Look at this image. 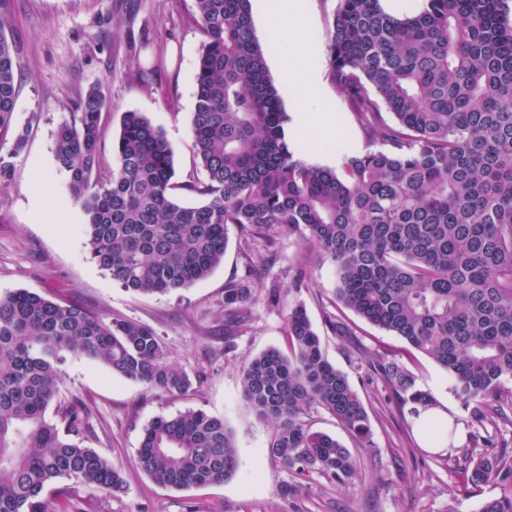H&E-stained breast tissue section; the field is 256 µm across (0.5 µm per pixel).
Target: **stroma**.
I'll return each mask as SVG.
<instances>
[{
  "mask_svg": "<svg viewBox=\"0 0 512 512\" xmlns=\"http://www.w3.org/2000/svg\"><path fill=\"white\" fill-rule=\"evenodd\" d=\"M337 0H307L308 49L325 74L318 99L331 106L336 126L289 132L302 159L337 167L343 154L370 147L345 98L326 71L325 45ZM11 19L19 63L15 127H28L25 149L0 191V294L26 289L86 308L104 319L126 318L152 327L194 388L185 395L147 390L104 365L83 357L65 365L63 399L79 398L87 409V444L119 469L127 488L120 497L79 487L83 512H478L502 486L477 491L465 485L463 468L476 436L485 434L497 453L512 455V424L485 431L452 390L446 374L404 340L347 313L353 333L335 335L325 322L335 312V274L317 262L300 235L282 237L273 251L247 248L239 229L228 231L223 262L204 280L175 294H136L113 281L91 260L84 224L54 160L58 123L76 111L94 84L108 102L102 117L101 157L113 162L112 141L122 113L144 114L159 126L174 155L177 181L202 178L192 154L198 58L203 37L194 20V0H0ZM301 288H292L296 276ZM243 282L258 299L242 331L224 333V288ZM280 285L279 301L268 298ZM303 304L328 359L345 372L368 413L371 447L364 448L329 413L310 410L312 428L334 436L357 457L363 488L339 490L322 477L301 494L283 497L293 478L268 453L273 432L242 395L243 357L270 347L287 348L289 308ZM380 356L404 365L418 388L447 401L460 431L458 441L434 453L422 444L407 406L371 368ZM202 409L223 417L235 433L238 469L228 481L171 490L155 485L138 467L137 452L147 425Z\"/></svg>",
  "mask_w": 512,
  "mask_h": 512,
  "instance_id": "stroma-1",
  "label": "stroma"
}]
</instances>
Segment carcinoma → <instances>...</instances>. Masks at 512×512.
Returning <instances> with one entry per match:
<instances>
[{
	"mask_svg": "<svg viewBox=\"0 0 512 512\" xmlns=\"http://www.w3.org/2000/svg\"><path fill=\"white\" fill-rule=\"evenodd\" d=\"M195 22L203 43L192 150L204 179L174 181L170 144L139 112L122 113L114 167L101 175L107 101L97 85L57 126L56 167L91 258L128 290L169 294L223 262L230 224L248 248L298 233L333 266L338 307L427 356L476 422L496 423L512 407L509 0H426L413 17L385 12L381 0H338L326 43L330 77L377 148L345 155L336 168L306 163L289 144L250 0H195ZM9 26L0 16V132L13 131L11 149L0 152V190L28 136L14 128ZM180 189L202 201L179 204ZM253 301L247 284L224 288V335L242 329ZM287 336L288 352L272 348L243 362L244 400L273 423L268 451L294 479L319 475L355 488L362 476L352 452L304 417L322 408L368 448L364 404L300 305L289 310ZM71 356L147 389L192 388L147 325L107 322L25 289L0 294V512H51L44 491L59 479L106 497L126 491L120 471L84 444L82 407L60 399ZM376 364L413 416L432 404L408 369ZM54 405L57 420L48 415ZM137 464L167 489L221 484L238 467L234 433L202 409L158 417L145 428ZM489 482L511 493L478 512H512V457L476 448L466 483Z\"/></svg>",
	"mask_w": 512,
	"mask_h": 512,
	"instance_id": "1",
	"label": "carcinoma"
}]
</instances>
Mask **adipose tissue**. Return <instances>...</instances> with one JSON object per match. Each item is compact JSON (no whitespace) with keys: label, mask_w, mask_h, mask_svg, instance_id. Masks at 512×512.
Wrapping results in <instances>:
<instances>
[{"label":"adipose tissue","mask_w":512,"mask_h":512,"mask_svg":"<svg viewBox=\"0 0 512 512\" xmlns=\"http://www.w3.org/2000/svg\"><path fill=\"white\" fill-rule=\"evenodd\" d=\"M264 10L268 17L267 39H279L286 32L292 35L293 46L281 57L280 66L289 91L297 96L294 114L298 126L305 130L315 127L324 120L323 111L316 104L321 75L307 50L305 0H266Z\"/></svg>","instance_id":"adipose-tissue-1"}]
</instances>
